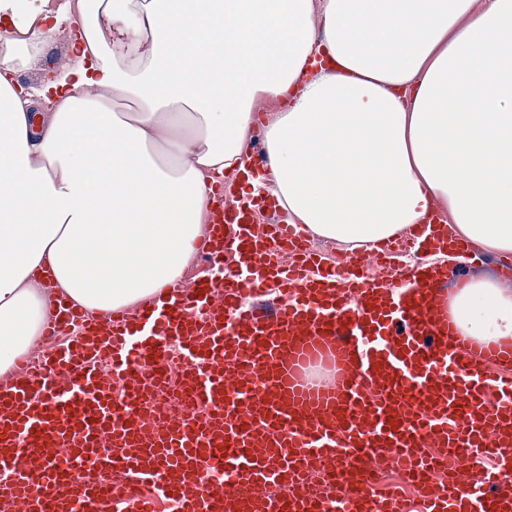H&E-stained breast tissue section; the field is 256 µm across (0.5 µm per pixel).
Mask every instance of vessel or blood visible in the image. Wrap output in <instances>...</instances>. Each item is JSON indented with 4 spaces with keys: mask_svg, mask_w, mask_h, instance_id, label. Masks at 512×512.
<instances>
[{
    "mask_svg": "<svg viewBox=\"0 0 512 512\" xmlns=\"http://www.w3.org/2000/svg\"><path fill=\"white\" fill-rule=\"evenodd\" d=\"M264 148L216 176L202 253L215 276L107 318L59 305L46 338L0 380V499L21 512H156L124 497L150 483L177 512H407L374 481L394 458L423 494L421 512H512V343L459 335L437 304L447 263L466 255L442 215L355 252L343 266L308 249L275 197ZM273 220L256 223L259 210ZM180 365L170 388L167 365ZM330 361L314 386L304 369ZM175 394L191 410H156ZM466 457L493 460L465 476ZM325 467L332 496L307 487Z\"/></svg>",
    "mask_w": 512,
    "mask_h": 512,
    "instance_id": "vessel-or-blood-1",
    "label": "vessel or blood"
}]
</instances>
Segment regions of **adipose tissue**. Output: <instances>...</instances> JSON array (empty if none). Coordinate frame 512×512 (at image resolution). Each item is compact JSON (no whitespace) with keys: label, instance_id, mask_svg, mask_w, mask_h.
<instances>
[{"label":"adipose tissue","instance_id":"1","mask_svg":"<svg viewBox=\"0 0 512 512\" xmlns=\"http://www.w3.org/2000/svg\"><path fill=\"white\" fill-rule=\"evenodd\" d=\"M84 47L14 75L56 27L0 33V375L48 293L131 309L181 282L215 175L244 164L253 103H279L273 195L347 250L435 206L512 253V0H71ZM129 110L114 112L115 101ZM463 335L512 342V291L466 283ZM74 57V45L70 43V49L65 52V54L53 65L51 69L46 67L45 69H37L33 65H30L26 68H21L17 71L15 75V79L18 84L24 87H37L39 86L47 77H51L52 72L55 73L60 68L65 65L70 59ZM21 78H24L23 80Z\"/></svg>","mask_w":512,"mask_h":512}]
</instances>
